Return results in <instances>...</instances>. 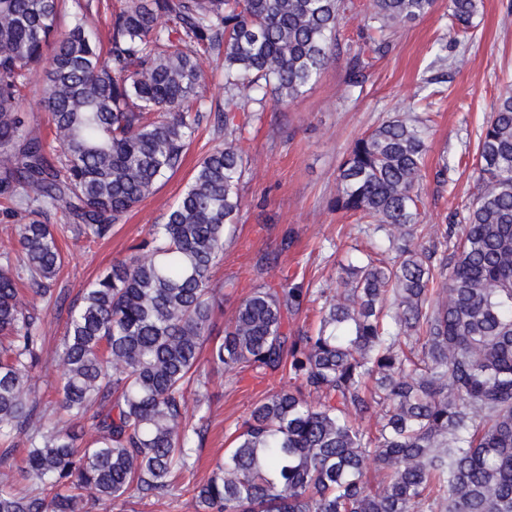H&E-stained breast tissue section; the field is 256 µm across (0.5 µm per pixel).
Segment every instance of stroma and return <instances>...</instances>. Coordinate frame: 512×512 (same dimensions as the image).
<instances>
[{
  "label": "stroma",
  "mask_w": 512,
  "mask_h": 512,
  "mask_svg": "<svg viewBox=\"0 0 512 512\" xmlns=\"http://www.w3.org/2000/svg\"><path fill=\"white\" fill-rule=\"evenodd\" d=\"M364 2L355 0L348 12L340 51L320 81L288 107L267 108L243 128V207L213 277L224 293L214 315L216 330H223L241 299L264 280L307 289L303 310L290 323L291 330L303 329L320 307V289L337 287L342 266L370 253L371 227L333 211L330 202L351 143L392 113H431L418 186L421 243H429L434 225L460 223L477 189L473 157L479 136L500 88L512 84V0H482L475 27L462 43L450 28L448 0H438L431 14L396 25L383 52L365 53L352 86V56L366 25ZM440 52L456 58V65H436ZM203 68L200 126L183 166L158 182L153 194L113 227L110 238L62 241L65 261L54 292L67 303L113 261L126 258L131 246L148 240L153 225L165 223L199 160L223 143L224 68L215 60L204 61ZM22 299L43 321L46 343L33 381L48 400L61 374L56 350L66 331L67 303L54 305L27 291ZM289 385L288 376L248 368L212 373L210 427L199 451L197 480L210 476L255 404Z\"/></svg>",
  "instance_id": "35a3bbf8"
}]
</instances>
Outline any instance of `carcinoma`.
<instances>
[{
    "mask_svg": "<svg viewBox=\"0 0 512 512\" xmlns=\"http://www.w3.org/2000/svg\"><path fill=\"white\" fill-rule=\"evenodd\" d=\"M0 0V195L27 213L20 261L0 259V512L121 510L173 496L203 446L209 373H285L289 389L253 408L197 512H512V87L477 146L480 186L461 234L416 242L428 119L397 112L356 139L339 168L338 212L382 232L379 249L322 288L312 330L291 335L298 286H256L213 336L212 271L242 208L243 101L283 107L336 58L346 0H124L103 52L79 4ZM437 0H366L371 50ZM480 0H449L455 35ZM179 34L173 38L172 33ZM224 61V144L197 164L150 240L69 308L54 412L32 391L45 336L19 285L53 295L63 262L47 212L75 239L107 237L180 169L200 124L202 58ZM44 75L51 140L23 89ZM195 413L188 410V393ZM375 425L350 420L372 407ZM26 456L16 458L19 447ZM376 476L366 475L368 461Z\"/></svg>",
    "mask_w": 512,
    "mask_h": 512,
    "instance_id": "1",
    "label": "carcinoma"
}]
</instances>
